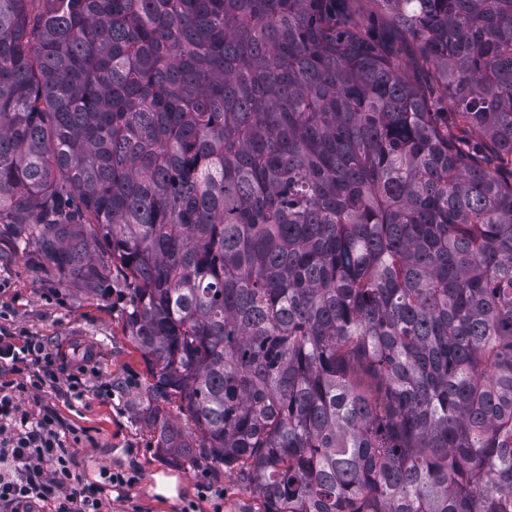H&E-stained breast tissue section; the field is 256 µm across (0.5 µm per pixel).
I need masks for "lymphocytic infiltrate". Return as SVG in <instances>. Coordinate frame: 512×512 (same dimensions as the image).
I'll use <instances>...</instances> for the list:
<instances>
[{"mask_svg":"<svg viewBox=\"0 0 512 512\" xmlns=\"http://www.w3.org/2000/svg\"><path fill=\"white\" fill-rule=\"evenodd\" d=\"M0 363L21 375L0 385V500L16 512H102L109 492L127 486L124 475L104 470L99 479L76 481L68 439L54 419L30 417L18 403L20 394L55 382V359L36 344L0 336Z\"/></svg>","mask_w":512,"mask_h":512,"instance_id":"obj_1","label":"lymphocytic infiltrate"}]
</instances>
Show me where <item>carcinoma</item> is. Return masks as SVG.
Instances as JSON below:
<instances>
[{
    "instance_id": "carcinoma-1",
    "label": "carcinoma",
    "mask_w": 512,
    "mask_h": 512,
    "mask_svg": "<svg viewBox=\"0 0 512 512\" xmlns=\"http://www.w3.org/2000/svg\"><path fill=\"white\" fill-rule=\"evenodd\" d=\"M0 224L252 512H512V0H0Z\"/></svg>"
}]
</instances>
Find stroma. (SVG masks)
I'll return each mask as SVG.
<instances>
[{
    "mask_svg": "<svg viewBox=\"0 0 512 512\" xmlns=\"http://www.w3.org/2000/svg\"><path fill=\"white\" fill-rule=\"evenodd\" d=\"M108 286L110 297L87 294L51 264L27 258L14 230L0 231V336L40 344L57 359L56 383L21 395V408L34 418L55 414L73 439L78 479L102 468L133 477L124 492H112L108 512H251V493L223 471L176 466L156 452L142 418L146 366L122 325L126 280ZM85 357L90 365L77 400L70 378ZM158 473L177 478L176 497L154 493Z\"/></svg>",
    "mask_w": 512,
    "mask_h": 512,
    "instance_id": "obj_1",
    "label": "stroma"
}]
</instances>
